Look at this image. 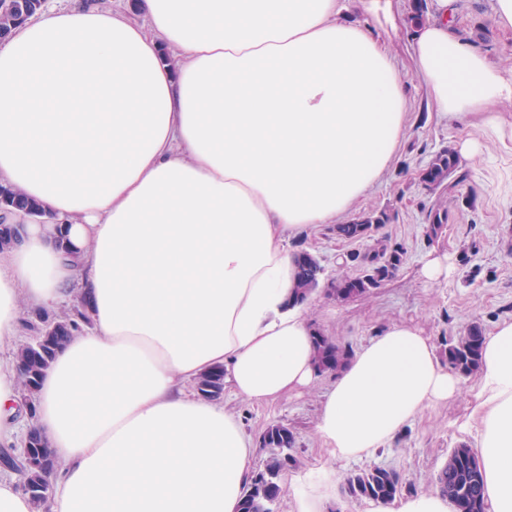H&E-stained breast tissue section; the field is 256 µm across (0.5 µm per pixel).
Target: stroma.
Here are the masks:
<instances>
[{
	"instance_id": "obj_1",
	"label": "stroma",
	"mask_w": 512,
	"mask_h": 512,
	"mask_svg": "<svg viewBox=\"0 0 512 512\" xmlns=\"http://www.w3.org/2000/svg\"><path fill=\"white\" fill-rule=\"evenodd\" d=\"M417 0H392L394 25L384 26L396 71L405 83L406 135L390 168L367 193L361 213L389 216L379 230L390 241L403 244L406 260L397 275L369 295L341 302L317 294L308 310L316 329L333 340L360 348L388 324L402 322L421 331L431 342L462 334L474 322L492 331L512 318V151L505 149L471 118L458 123L441 120L429 104L423 80L410 56L411 15ZM457 30L474 48L501 68L512 65V32L493 21L494 0H458ZM478 141L482 152L462 161L466 179L431 190L419 180L421 170L443 148L458 138ZM448 206V221L438 236H429L427 215L438 203ZM290 249L317 255L328 278L338 274L337 258L364 250L361 242L337 240L332 225L310 227L292 239ZM448 265V276L430 284L421 270L432 258ZM321 375L309 388L275 401L253 404L224 391L225 405L234 411L245 431L259 438L271 424L284 423L296 437L292 450L298 475L319 464L323 455L314 433L321 397L331 383ZM473 399L463 393L448 402L426 408L388 446L363 459H340L337 477L384 467L399 473L413 491L434 489V477L458 443H474L475 432L465 423Z\"/></svg>"
}]
</instances>
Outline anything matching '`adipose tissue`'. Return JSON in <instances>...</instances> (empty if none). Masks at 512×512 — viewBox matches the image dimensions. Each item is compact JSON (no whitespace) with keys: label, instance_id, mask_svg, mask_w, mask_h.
Listing matches in <instances>:
<instances>
[{"label":"adipose tissue","instance_id":"ef3b65f1","mask_svg":"<svg viewBox=\"0 0 512 512\" xmlns=\"http://www.w3.org/2000/svg\"><path fill=\"white\" fill-rule=\"evenodd\" d=\"M433 0L411 55L448 121L512 100V72ZM406 97L384 41L342 0H69L0 39V187L38 203L0 251V446L26 427L62 467L47 512H238L254 443L188 388L224 368L262 404L309 387L314 329L294 300L292 237L355 210L402 142ZM85 298L23 425L8 347L23 310ZM471 387L488 512H512V319L474 383L404 323L369 340L324 393L320 464L289 512H334L335 462L372 455ZM365 512H455L437 491Z\"/></svg>","mask_w":512,"mask_h":512}]
</instances>
